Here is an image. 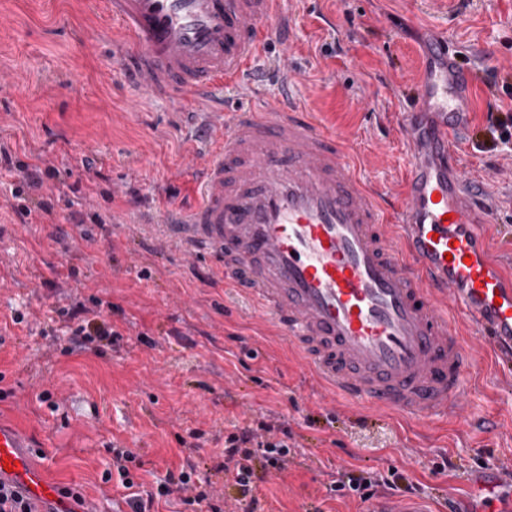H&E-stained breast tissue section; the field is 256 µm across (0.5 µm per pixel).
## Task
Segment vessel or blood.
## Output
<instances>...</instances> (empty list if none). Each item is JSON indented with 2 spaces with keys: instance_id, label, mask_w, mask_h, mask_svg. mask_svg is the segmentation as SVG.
Instances as JSON below:
<instances>
[{
  "instance_id": "vessel-or-blood-1",
  "label": "vessel or blood",
  "mask_w": 512,
  "mask_h": 512,
  "mask_svg": "<svg viewBox=\"0 0 512 512\" xmlns=\"http://www.w3.org/2000/svg\"><path fill=\"white\" fill-rule=\"evenodd\" d=\"M130 36L118 48L127 80L154 98L199 106L219 80H240L267 36L288 41L285 0H105ZM415 87L400 131L410 147L404 199L392 209L363 179L339 137L291 97L273 108L220 109L222 142L196 170L198 197L177 211L176 235L209 248L225 283L243 288L284 329L339 398L402 417L445 418L472 390L461 315L496 365L512 362V274L490 256L478 183L458 164L471 74L448 53ZM435 122L424 127L419 110ZM36 512H67L24 429L0 420V483ZM471 512H507L496 472ZM365 512H424L414 500Z\"/></svg>"
}]
</instances>
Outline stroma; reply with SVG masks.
<instances>
[{
  "instance_id": "obj_1",
  "label": "stroma",
  "mask_w": 512,
  "mask_h": 512,
  "mask_svg": "<svg viewBox=\"0 0 512 512\" xmlns=\"http://www.w3.org/2000/svg\"><path fill=\"white\" fill-rule=\"evenodd\" d=\"M287 58L301 103L343 140L366 180L399 194L408 145L398 129L428 49L447 36L481 85L461 136L464 173L484 185L494 256L512 268V142L476 143L489 110L512 109V0H288ZM105 0H0V419L97 512H132L167 472L193 464L195 491L244 512L224 475V439L282 423L291 453L257 496L265 512H363L339 479L398 469L428 512L475 497L467 474L512 465V377L464 336L474 392L461 417L406 421L340 403L285 335L222 272L175 239L168 218L192 202V170L213 150L203 114L124 80L126 43ZM92 159L84 167V159ZM41 188L14 196L28 166ZM47 203L40 222L21 213ZM112 341L78 334L76 306ZM142 461L134 489L106 479L112 449Z\"/></svg>"
}]
</instances>
